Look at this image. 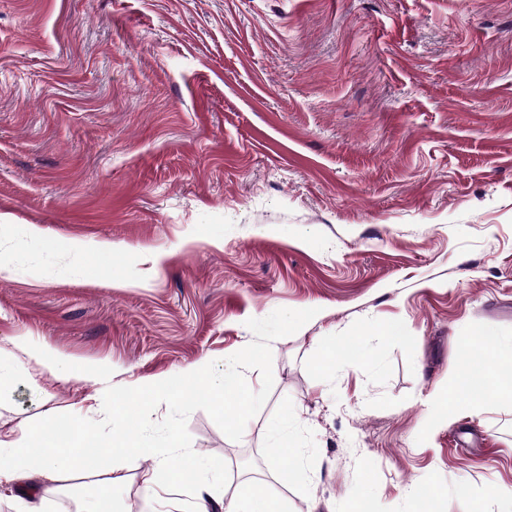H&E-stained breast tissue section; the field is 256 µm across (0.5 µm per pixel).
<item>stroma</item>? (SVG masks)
<instances>
[{
  "mask_svg": "<svg viewBox=\"0 0 512 512\" xmlns=\"http://www.w3.org/2000/svg\"><path fill=\"white\" fill-rule=\"evenodd\" d=\"M279 308L316 314L242 439L187 420L228 466L213 512L253 478L286 512L360 487L415 512L428 484L504 512L512 396L429 417L463 338L512 339V0H0V437L102 419L108 386L223 361ZM152 465L120 464L116 512L181 505ZM99 478L17 481L0 512H79L67 482Z\"/></svg>",
  "mask_w": 512,
  "mask_h": 512,
  "instance_id": "stroma-1",
  "label": "stroma"
}]
</instances>
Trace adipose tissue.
Returning <instances> with one entry per match:
<instances>
[{
  "label": "adipose tissue",
  "instance_id": "obj_1",
  "mask_svg": "<svg viewBox=\"0 0 512 512\" xmlns=\"http://www.w3.org/2000/svg\"><path fill=\"white\" fill-rule=\"evenodd\" d=\"M458 359L464 369L472 373L466 412L481 409L502 393L512 394V369L500 366L493 369L476 367L472 340L460 344ZM175 441L176 436L172 433L163 441L155 442L131 430H122L102 445L99 466L106 470L113 458L121 456L134 459L149 454L154 457L155 466L147 473L146 481L155 484L172 476L168 450ZM86 457L83 437H75L72 443L60 445L46 438L43 431L26 427L17 438L0 440V483L11 482L24 473L40 474L52 479L63 468L84 463Z\"/></svg>",
  "mask_w": 512,
  "mask_h": 512
}]
</instances>
